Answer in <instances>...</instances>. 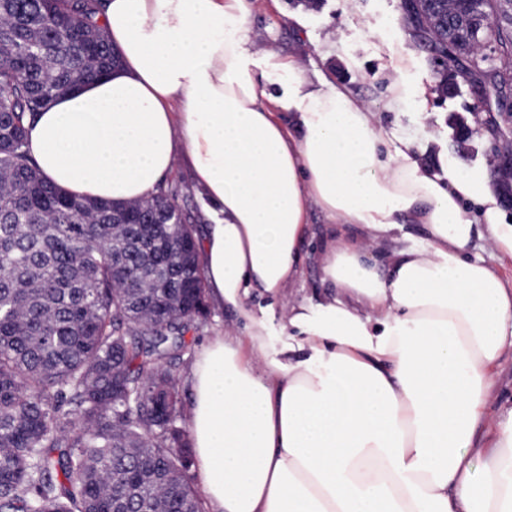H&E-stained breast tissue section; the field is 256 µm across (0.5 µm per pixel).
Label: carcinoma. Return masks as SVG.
<instances>
[{"instance_id": "cac0c4a2", "label": "carcinoma", "mask_w": 512, "mask_h": 512, "mask_svg": "<svg viewBox=\"0 0 512 512\" xmlns=\"http://www.w3.org/2000/svg\"><path fill=\"white\" fill-rule=\"evenodd\" d=\"M419 46L512 85V0H415ZM99 0H0V512H204L171 364L208 317L192 216L161 184L113 206L55 189L39 112L120 65Z\"/></svg>"}]
</instances>
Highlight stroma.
<instances>
[{
    "label": "stroma",
    "mask_w": 512,
    "mask_h": 512,
    "mask_svg": "<svg viewBox=\"0 0 512 512\" xmlns=\"http://www.w3.org/2000/svg\"><path fill=\"white\" fill-rule=\"evenodd\" d=\"M248 25L255 50L276 49L295 58L309 79L341 81L361 99L382 104L388 94L393 66H400L404 93L394 112H381L382 123L413 141L410 155L420 168L441 173L448 162L460 161L477 181L491 183L492 144L512 146V116L478 111V99L468 82L455 94L438 91L440 69L416 43L407 26L401 0H318L311 7L286 0H253ZM495 119L497 134L481 131L466 145L455 139V127ZM314 231L304 245L307 255L301 297L318 303L329 289L321 281L317 259L318 233L324 218L312 212ZM233 318L211 310L195 340L177 360L181 400H188L187 374L195 357L214 336L231 329Z\"/></svg>",
    "instance_id": "obj_1"
}]
</instances>
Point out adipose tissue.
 <instances>
[{
    "mask_svg": "<svg viewBox=\"0 0 512 512\" xmlns=\"http://www.w3.org/2000/svg\"><path fill=\"white\" fill-rule=\"evenodd\" d=\"M103 10L121 66L40 112L29 148L91 199H146L177 163L191 172L206 297L236 321L188 376L209 512H512V406L491 408L512 285L475 251L512 260L497 197L461 165L421 170L345 87L252 52L251 0ZM315 210L334 290L318 304L292 296ZM405 224L424 237L404 243ZM257 297L285 302L282 347Z\"/></svg>",
    "mask_w": 512,
    "mask_h": 512,
    "instance_id": "1",
    "label": "adipose tissue"
}]
</instances>
